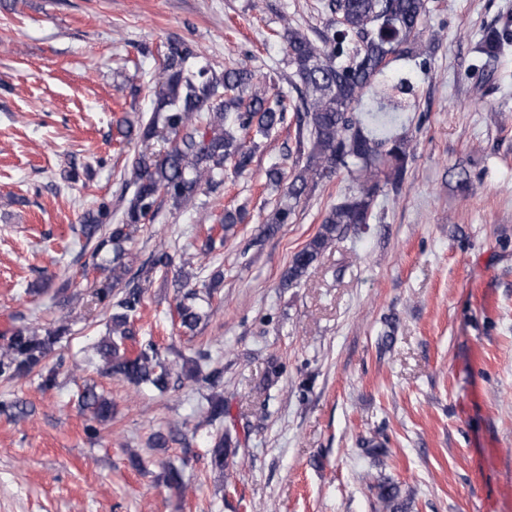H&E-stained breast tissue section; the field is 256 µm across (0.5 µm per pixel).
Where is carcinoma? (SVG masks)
<instances>
[{
    "mask_svg": "<svg viewBox=\"0 0 512 512\" xmlns=\"http://www.w3.org/2000/svg\"><path fill=\"white\" fill-rule=\"evenodd\" d=\"M326 7L336 22L321 43L298 29L285 31L295 96L274 102L247 65L220 71L209 64L194 67L190 60L197 58V53L189 44H169L154 113L137 127L125 118L116 121L121 140L136 136L144 144L156 139L168 147L158 152L145 149L132 160L130 178L124 181V190L131 194L123 197L118 223H110L112 210L105 202L96 212L83 216L82 234L94 242L92 266L105 275L94 298L110 312L107 336L91 347L88 361L99 358L105 373L136 389L150 385L165 393L172 379L183 377L206 383L211 393L205 396L201 414L205 423L224 418V396L215 392L224 370L213 368L203 373L211 354L199 348L195 358L176 371L154 341L137 340L132 323L143 302V284L173 264V256L161 251L140 269V283L132 286L126 281L128 245L139 225L153 221L158 200L167 199L180 208L192 201L202 186L213 189L224 184L227 169L236 174L248 171L257 145H246L245 137L252 133L266 138L285 123L287 113H296L299 125L308 133L310 150L306 164L288 182V198L299 200L309 185L331 180L342 168L353 175L355 186L326 213L316 235L293 255L283 277V285L289 286L298 282L347 228L371 223L379 193L388 185L398 189L405 180L411 144L408 137L393 130L402 124L407 108L404 97L413 92V86L406 78L389 77L388 71L399 58L423 55L428 0H328ZM505 40L507 33L493 32L485 37L481 52L492 57ZM244 218L240 208L224 211L218 224L207 229L201 253L208 255L216 244H224V236L214 237L215 229L224 232ZM222 278L219 269L194 282L187 274L177 276L176 315L184 332L195 333L205 320V304ZM65 322L62 317L53 329L13 331L0 348V380L34 375L42 388L56 387L65 358L59 354L51 361L49 356L65 338ZM78 405L87 414L84 431L90 438L112 419V399L93 384L84 386ZM209 454L211 465L224 469L225 460L235 455L230 437L219 438ZM363 480L374 490L383 512H403L397 484L369 473Z\"/></svg>",
    "mask_w": 512,
    "mask_h": 512,
    "instance_id": "1",
    "label": "carcinoma"
}]
</instances>
